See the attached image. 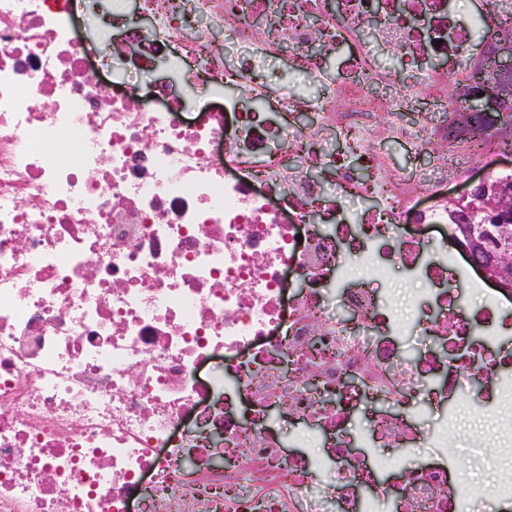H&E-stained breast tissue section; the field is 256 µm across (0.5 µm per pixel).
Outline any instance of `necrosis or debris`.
<instances>
[{"label":"necrosis or debris","mask_w":512,"mask_h":512,"mask_svg":"<svg viewBox=\"0 0 512 512\" xmlns=\"http://www.w3.org/2000/svg\"><path fill=\"white\" fill-rule=\"evenodd\" d=\"M453 2L0 0V512L512 504V293L460 300L446 192L503 141L459 117L512 0ZM282 57L314 95L262 74ZM394 266L424 283L403 320ZM477 379L497 426L460 446ZM301 425L318 450L285 453Z\"/></svg>","instance_id":"4bbe7bcc"}]
</instances>
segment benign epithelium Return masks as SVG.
<instances>
[{
  "label": "benign epithelium",
  "instance_id": "7a95c632",
  "mask_svg": "<svg viewBox=\"0 0 512 512\" xmlns=\"http://www.w3.org/2000/svg\"><path fill=\"white\" fill-rule=\"evenodd\" d=\"M469 118H494L504 129L512 127L505 120L506 108L512 105V81L490 85L478 80L469 90ZM465 197L481 203L477 229L482 245L469 252L470 261L506 291L512 290V188L505 183L490 185L485 175L470 182Z\"/></svg>",
  "mask_w": 512,
  "mask_h": 512
}]
</instances>
